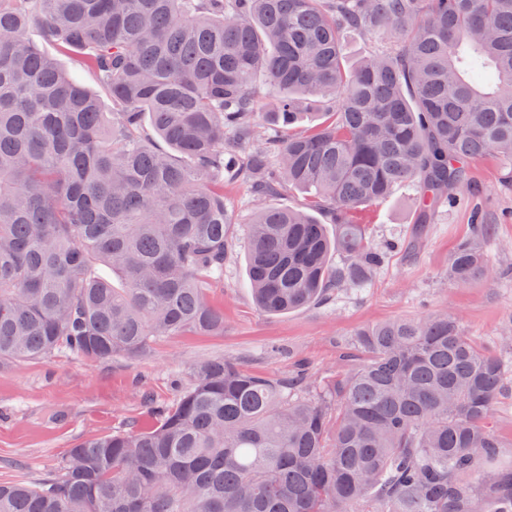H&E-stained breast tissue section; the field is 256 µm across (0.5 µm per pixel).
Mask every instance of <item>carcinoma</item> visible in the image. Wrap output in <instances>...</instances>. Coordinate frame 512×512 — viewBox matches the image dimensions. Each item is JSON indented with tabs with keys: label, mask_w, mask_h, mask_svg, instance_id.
I'll list each match as a JSON object with an SVG mask.
<instances>
[{
	"label": "carcinoma",
	"mask_w": 512,
	"mask_h": 512,
	"mask_svg": "<svg viewBox=\"0 0 512 512\" xmlns=\"http://www.w3.org/2000/svg\"><path fill=\"white\" fill-rule=\"evenodd\" d=\"M349 30L386 48L349 64ZM483 158L512 164V0H0V364L224 333L226 182L251 194L249 284L277 315L372 277L362 217L400 186L417 247ZM489 230L448 258L456 287L488 277ZM357 343L317 388L199 362L154 426L0 484V512H512L490 425L512 361L446 312Z\"/></svg>",
	"instance_id": "cac0c4a2"
}]
</instances>
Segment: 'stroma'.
<instances>
[{"instance_id": "1", "label": "stroma", "mask_w": 512, "mask_h": 512, "mask_svg": "<svg viewBox=\"0 0 512 512\" xmlns=\"http://www.w3.org/2000/svg\"><path fill=\"white\" fill-rule=\"evenodd\" d=\"M468 169L479 194L439 210L419 249L406 247L413 192L401 187L365 216L375 243L387 249L372 278L331 302L283 315L262 313L254 304L247 276L250 198L246 188L225 185L236 221L233 250L223 286L209 291L224 311L223 334L171 336L138 360L59 353L0 365V482H34L53 473L81 439L153 425L157 410L178 401L192 366L203 360L232 359L269 376L303 364L322 383L346 367L357 329L431 311L450 313L481 345L512 354V170L492 159ZM477 213L492 226L485 245L492 275L456 288L444 272Z\"/></svg>"}]
</instances>
